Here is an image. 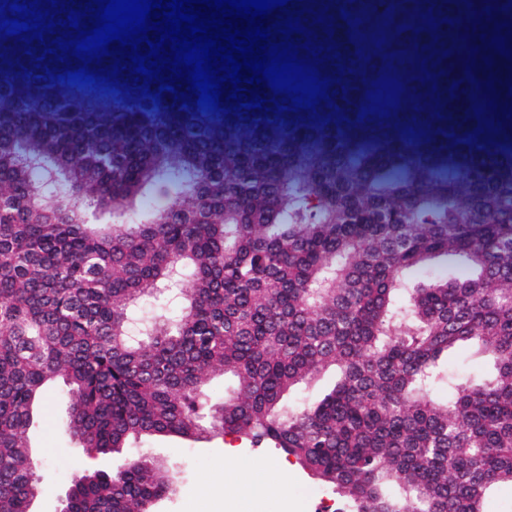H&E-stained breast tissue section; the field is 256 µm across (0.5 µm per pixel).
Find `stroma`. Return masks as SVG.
I'll use <instances>...</instances> for the list:
<instances>
[{
	"label": "stroma",
	"mask_w": 512,
	"mask_h": 512,
	"mask_svg": "<svg viewBox=\"0 0 512 512\" xmlns=\"http://www.w3.org/2000/svg\"><path fill=\"white\" fill-rule=\"evenodd\" d=\"M67 389L56 384L34 415L28 436L33 453L41 462L37 472L41 492L32 512H57L73 482L90 469L118 470L136 454L164 462L178 473L174 492L161 500L157 512H317L322 500H336L333 490L310 478L294 458L276 448L255 446L236 437L216 436L199 441L178 437L128 439L121 451L88 457L65 431ZM239 448L243 456L288 466L290 488L280 493L274 483L256 481L252 494L245 495L229 482L220 463L226 445Z\"/></svg>",
	"instance_id": "35a3bbf8"
}]
</instances>
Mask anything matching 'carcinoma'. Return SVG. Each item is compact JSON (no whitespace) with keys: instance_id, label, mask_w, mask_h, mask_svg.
Returning a JSON list of instances; mask_svg holds the SVG:
<instances>
[{"instance_id":"cac0c4a2","label":"carcinoma","mask_w":512,"mask_h":512,"mask_svg":"<svg viewBox=\"0 0 512 512\" xmlns=\"http://www.w3.org/2000/svg\"><path fill=\"white\" fill-rule=\"evenodd\" d=\"M471 1L291 0L275 20L300 17L331 56L314 113H275L290 100L269 88L252 117L156 102L129 75L78 87L38 41L16 56L0 38V512L38 496L28 430L58 379L90 457L130 437L238 435L351 512H486L512 489V131L474 136L480 91L450 30ZM324 7L331 36L313 22ZM415 11L456 24L432 31ZM417 54L436 81L415 79ZM382 76L410 97L366 100ZM157 184L172 204L139 212ZM449 253L465 277L404 286ZM468 341L493 370L453 377L448 352ZM329 368L321 400L286 403ZM216 371L236 383L218 404ZM176 481L133 457L88 473L61 512H154Z\"/></svg>"}]
</instances>
